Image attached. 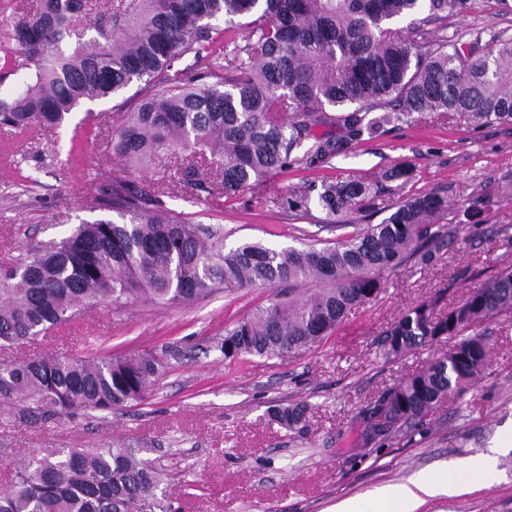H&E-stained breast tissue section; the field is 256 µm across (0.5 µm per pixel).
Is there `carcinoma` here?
Instances as JSON below:
<instances>
[{"label": "carcinoma", "mask_w": 512, "mask_h": 512, "mask_svg": "<svg viewBox=\"0 0 512 512\" xmlns=\"http://www.w3.org/2000/svg\"><path fill=\"white\" fill-rule=\"evenodd\" d=\"M90 0H37L13 18L25 89L0 97V125L61 126L85 101L108 99L134 82L165 89L146 98L112 135L118 160L161 177L141 186L115 176L99 207L117 219L83 222L69 235L25 247L0 264V347L19 345L80 319L102 301L142 298L178 304L218 288H286L224 330L226 360L307 350L347 313L374 302L384 273L413 260L432 263L465 225L439 223L448 200L407 198L379 224L322 247L275 250L259 242L226 247L224 236L153 204L189 186L226 198L293 165L314 168L343 147L413 114L420 120L512 124V35L448 38V18L476 0H112L77 28ZM224 19V28L212 25ZM409 20L406 29L395 24ZM240 25L246 43L236 44ZM213 84L174 68L211 57ZM337 128L339 138L318 135ZM317 201L331 223L373 207L372 183L325 179ZM512 322V268H504L438 317L419 304L384 339L391 355L457 337L448 354L383 393L367 431L383 441L419 431L445 399L478 380L490 351L483 328ZM152 352L117 358L52 355L0 365V405L27 423L56 415L110 413L142 402L167 369ZM306 407H277L291 429ZM163 473L140 449L57 448L12 468L0 512H176Z\"/></svg>", "instance_id": "carcinoma-1"}]
</instances>
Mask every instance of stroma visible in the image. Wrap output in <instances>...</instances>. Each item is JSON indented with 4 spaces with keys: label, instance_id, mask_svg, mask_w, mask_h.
Instances as JSON below:
<instances>
[{
    "label": "stroma",
    "instance_id": "35a3bbf8",
    "mask_svg": "<svg viewBox=\"0 0 512 512\" xmlns=\"http://www.w3.org/2000/svg\"><path fill=\"white\" fill-rule=\"evenodd\" d=\"M490 28L512 32V12L500 0H479L476 12L449 18V37ZM135 83L118 96L86 102L64 124L42 132L0 127V260L21 256L26 244L62 237L80 221L104 217L96 197L106 176L119 170L112 133L127 114L155 94ZM81 153L70 156L72 144ZM408 167L409 181L382 180ZM378 180L370 212L347 215L330 229L317 200L288 210L287 198L325 177ZM440 192L447 221L469 230L423 267L407 262L388 272L377 301L352 310L334 334L301 353L244 356L226 361L217 344L270 290L226 288L176 306L141 300L101 303L75 328L0 349V363L44 355L118 356L170 349L169 362L145 401L111 414L56 416L19 422L0 408V482L11 462L54 448H100L118 441L143 448L170 473L163 489L180 512H329L417 474L453 468L462 489L427 499L418 512H512V325L485 328L489 364L482 377L445 400L423 430L371 443L363 414L383 391L424 370L452 348L443 338L406 355L387 357L386 330L411 307L425 303L447 313L473 288L512 266V125L466 126L409 117L376 138L352 142L324 166H293L232 198L183 188L159 204L189 221L218 230L227 245L262 242L303 248L332 242L380 223L406 197ZM482 210L464 214L470 200ZM274 404L303 405L305 420L289 430L273 422ZM495 454L493 470L477 476L467 462Z\"/></svg>",
    "mask_w": 512,
    "mask_h": 512
}]
</instances>
